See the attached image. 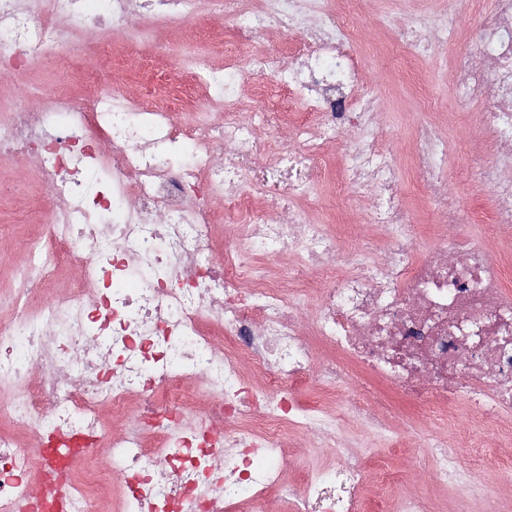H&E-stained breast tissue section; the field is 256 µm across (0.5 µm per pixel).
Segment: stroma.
Listing matches in <instances>:
<instances>
[{"label":"stroma","instance_id":"stroma-1","mask_svg":"<svg viewBox=\"0 0 512 512\" xmlns=\"http://www.w3.org/2000/svg\"><path fill=\"white\" fill-rule=\"evenodd\" d=\"M445 0H373L365 17L354 19L355 55L364 71L368 87L380 99L376 133L385 148L395 156L399 167L408 165V144L417 123L437 120L448 139L445 185L465 206L482 214V221L465 225L464 230L479 244L490 238L488 216L494 200L490 187L482 183L480 166L493 163L485 149L480 118L490 106L487 95L479 94L464 106L458 105L448 84V68L460 51L449 43L417 60L415 70L375 51L388 41L400 16L420 12H439ZM141 40L154 53L149 66L128 38L115 35L112 48L95 57L92 64L102 86L128 98L147 103H161L165 89L182 84L183 55L205 54L217 64L232 59L245 62L249 53L266 48L263 36L242 41L235 20L228 13L203 5L197 19L188 28L175 30L150 26ZM88 66L77 54L63 59L53 57L37 63L22 77H0V117L25 105L40 112L46 96L75 88ZM341 143L328 146L323 166L327 174L299 200L310 223L337 228L346 254L365 258L370 248L383 247L381 228L366 222L365 202L343 193L337 183ZM47 191L32 168L13 166L0 181V314L10 315L11 288L21 267L22 249L33 232L44 225ZM392 409L399 420L374 429L357 419H349L338 437L347 451L357 458L366 475L368 499L384 500L394 507L403 495L419 492L435 497L438 512H486L484 502L472 499L458 504L454 492L439 488L428 462V450L434 439L466 435L467 449L460 458V468L488 492L497 496L501 512H512V469L491 471L476 467L477 459L492 453L507 456V449H496L489 431L474 426L465 410H458L454 420L425 412L393 399ZM386 463L403 475L402 483L382 481L376 467Z\"/></svg>","mask_w":512,"mask_h":512}]
</instances>
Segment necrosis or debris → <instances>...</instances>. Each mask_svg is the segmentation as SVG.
I'll list each match as a JSON object with an SVG mask.
<instances>
[{"mask_svg":"<svg viewBox=\"0 0 512 512\" xmlns=\"http://www.w3.org/2000/svg\"><path fill=\"white\" fill-rule=\"evenodd\" d=\"M0 0V72L16 75L43 57L111 45L114 32L146 24L179 27L199 0ZM242 37L266 51L248 68H214L188 56L196 101L176 91L141 107L97 92L48 99L40 117L19 108L0 119V159L32 164L48 190L46 231L30 242L41 272L15 283L12 316L0 321V389L11 408L0 428V512H269L273 497L295 512H364L366 480L350 456L290 480L297 458L283 434L335 432L353 413L381 420L386 385L409 403L492 426L512 444V252L486 248L444 226L474 222L446 190L447 156L438 123L413 133L410 168L437 205L434 242L400 199V171L374 134L379 99L363 81L353 27L330 0H230ZM459 0L447 11L408 18L392 53L430 51L461 30ZM267 75L240 108L247 71ZM457 102L478 93L491 221L512 231V0H495L475 51L450 66ZM217 119L184 126L188 109ZM290 129V142L281 132ZM344 142V188L369 197L368 221L388 235L379 259L356 261L322 225L306 223L298 198L317 181L321 155ZM275 144L268 170L295 173L282 214L268 215L254 186L260 140ZM222 202L233 247L218 249L213 202ZM288 256L295 280L315 300L305 312L277 283L254 277L256 259ZM80 277L67 292L51 282L65 268ZM39 299L38 311L28 307ZM250 368L259 390L241 386ZM356 378L359 397L329 413L302 404L311 375ZM35 429L29 443L18 430ZM440 483L461 499L480 495L455 449L436 446Z\"/></svg>","mask_w":512,"mask_h":512,"instance_id":"1","label":"necrosis or debris"}]
</instances>
